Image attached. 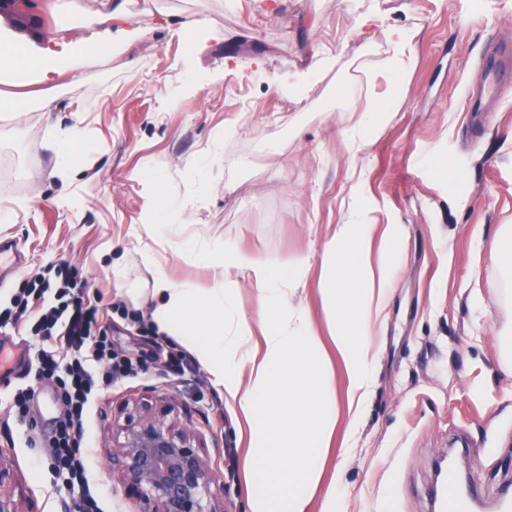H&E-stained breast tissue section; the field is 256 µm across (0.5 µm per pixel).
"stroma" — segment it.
<instances>
[{"instance_id": "obj_1", "label": "stroma", "mask_w": 512, "mask_h": 512, "mask_svg": "<svg viewBox=\"0 0 512 512\" xmlns=\"http://www.w3.org/2000/svg\"><path fill=\"white\" fill-rule=\"evenodd\" d=\"M125 27L104 62L75 83L43 86L56 111L0 112V242L16 261L0 284L9 304L43 268L75 267L110 304L108 342L129 377L101 387L86 419L85 460L104 512H134L105 453L124 409L174 403L212 460L244 459V421L199 363L152 321L158 270L205 289L211 268L185 246H234L293 262L321 253L340 224H371L373 267L391 268L392 296L375 328V393L354 444L336 430L324 479L344 469L340 512H432L437 461L455 439L469 449L473 512H497L512 485V375L498 334L512 296L494 291L502 225H512V87L475 126L465 92L496 41L512 42V0H123ZM55 0L0 13V36L28 55L99 39ZM222 31L204 44L191 23ZM391 30L411 33L399 51ZM390 71L397 94L371 113L369 79ZM77 130L72 166L46 144ZM402 227L388 241L385 225ZM120 262L124 277L113 276ZM31 372L0 378V450L22 508L77 512L45 438L64 418L53 388L29 425L10 398Z\"/></svg>"}]
</instances>
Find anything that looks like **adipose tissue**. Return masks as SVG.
Returning a JSON list of instances; mask_svg holds the SVG:
<instances>
[{"instance_id":"adipose-tissue-1","label":"adipose tissue","mask_w":512,"mask_h":512,"mask_svg":"<svg viewBox=\"0 0 512 512\" xmlns=\"http://www.w3.org/2000/svg\"><path fill=\"white\" fill-rule=\"evenodd\" d=\"M100 42L80 45L59 67L41 62L40 80L78 78L103 60ZM368 224H340L319 258L294 263L258 259L232 247H202L215 271L200 290L155 271L152 318L160 332L192 352L248 425V512H306L322 496V512H337L335 487H322L323 465L337 425L348 437L361 429L375 387L374 327L390 293L386 273L366 260ZM356 271H349L347 257ZM321 268V305L348 380V418L336 411L334 374L308 309L286 304L288 287ZM256 288V324L242 319L237 272Z\"/></svg>"}]
</instances>
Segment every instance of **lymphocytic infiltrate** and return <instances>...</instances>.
<instances>
[{
    "instance_id": "obj_1",
    "label": "lymphocytic infiltrate",
    "mask_w": 512,
    "mask_h": 512,
    "mask_svg": "<svg viewBox=\"0 0 512 512\" xmlns=\"http://www.w3.org/2000/svg\"><path fill=\"white\" fill-rule=\"evenodd\" d=\"M56 302L46 305V293ZM108 311L93 304L88 285L67 264L50 267L0 308V332L30 329L36 361L29 384L11 397L19 422H26L27 403L38 386L60 390L66 419L49 439L54 465L79 512H102L91 491L85 466L84 423L101 385L130 375L129 365L115 361L107 342Z\"/></svg>"
}]
</instances>
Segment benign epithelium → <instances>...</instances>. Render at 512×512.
I'll return each instance as SVG.
<instances>
[{
  "label": "benign epithelium",
  "instance_id": "1",
  "mask_svg": "<svg viewBox=\"0 0 512 512\" xmlns=\"http://www.w3.org/2000/svg\"><path fill=\"white\" fill-rule=\"evenodd\" d=\"M204 448L199 434L178 424L172 407L146 400L117 424L107 456L136 512H226L223 473ZM13 481L0 452V512H21L7 490Z\"/></svg>",
  "mask_w": 512,
  "mask_h": 512
}]
</instances>
